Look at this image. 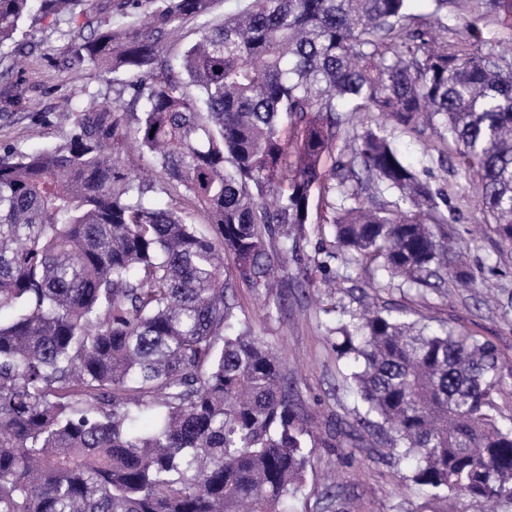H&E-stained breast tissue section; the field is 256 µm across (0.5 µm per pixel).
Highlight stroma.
<instances>
[{
    "label": "stroma",
    "instance_id": "1",
    "mask_svg": "<svg viewBox=\"0 0 512 512\" xmlns=\"http://www.w3.org/2000/svg\"><path fill=\"white\" fill-rule=\"evenodd\" d=\"M120 22L102 0H85L82 12L72 18L24 20L16 36L24 51L22 65H15L12 55L0 56V144H62L70 131L64 103L95 92L136 113L130 91L101 82L91 66L73 62L70 51L71 44L97 27ZM393 136L410 162L429 167L433 187L447 192L450 207L437 230L456 239L464 271L482 280V287L466 291L436 276L423 285L397 277L381 282L369 261L350 260L341 251L327 258L334 232L329 211L317 197L304 235L280 273L279 295L238 282L236 314L253 335L282 354L292 392L317 442L304 490L294 503L296 512H445L449 507L492 512L491 505L464 496L446 504L414 482L411 461L386 457L381 439L359 423L366 406L354 384V366L334 347L336 329L351 325L354 315L385 308L409 321L449 324L490 339L512 364V247L481 225L467 183L448 162L432 158L429 130L397 128ZM328 269L342 275L336 288L324 285ZM331 470L336 489L327 505L323 476Z\"/></svg>",
    "mask_w": 512,
    "mask_h": 512
}]
</instances>
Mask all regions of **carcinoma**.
<instances>
[{
    "mask_svg": "<svg viewBox=\"0 0 512 512\" xmlns=\"http://www.w3.org/2000/svg\"><path fill=\"white\" fill-rule=\"evenodd\" d=\"M85 0H0V50L23 18ZM109 0L128 19L71 47L133 90L141 116L65 104L62 145L0 146V512H291L315 441L281 357L235 314L242 281L273 293L288 225L307 222L343 106L388 124L344 142L328 203L335 244L418 284L453 264L433 189L388 126L429 127L475 189L482 222L512 242V59L479 24L512 28V0ZM187 20L199 39L162 56ZM130 149L159 182L120 170ZM389 194L369 205L362 191ZM336 353L356 366L362 424L416 462L434 497L512 506V425L492 414L512 368L488 340L358 317ZM148 416L147 429L137 427Z\"/></svg>",
    "mask_w": 512,
    "mask_h": 512,
    "instance_id": "obj_1",
    "label": "carcinoma"
}]
</instances>
